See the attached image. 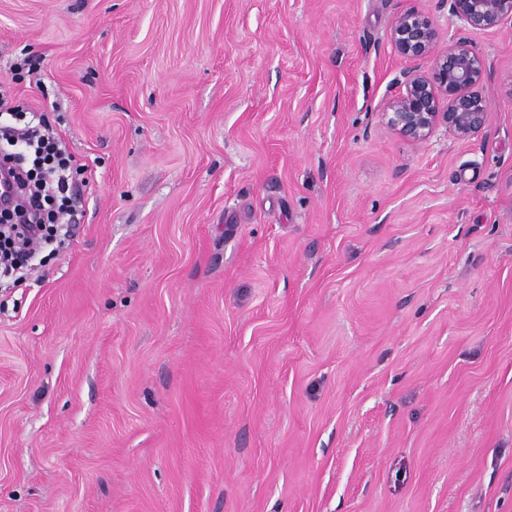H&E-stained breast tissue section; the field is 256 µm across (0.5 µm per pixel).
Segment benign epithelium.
Masks as SVG:
<instances>
[{"mask_svg":"<svg viewBox=\"0 0 512 512\" xmlns=\"http://www.w3.org/2000/svg\"><path fill=\"white\" fill-rule=\"evenodd\" d=\"M465 32L492 31L512 21V0H439ZM389 40L395 53L416 63L402 72L401 91L382 113L387 126L413 142L440 126L467 140L488 126L491 102L483 90L487 64L466 36L443 38L419 9L396 16Z\"/></svg>","mask_w":512,"mask_h":512,"instance_id":"obj_1","label":"benign epithelium"}]
</instances>
